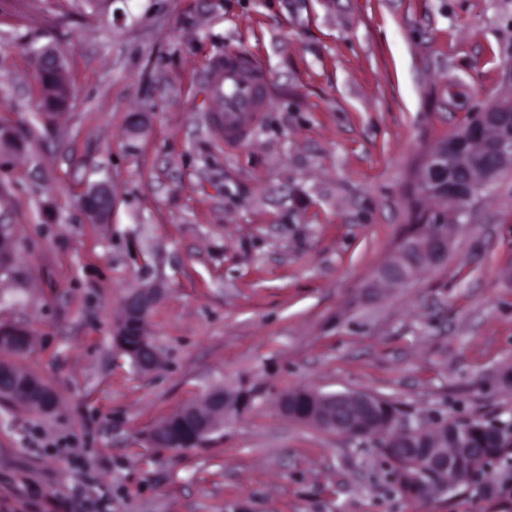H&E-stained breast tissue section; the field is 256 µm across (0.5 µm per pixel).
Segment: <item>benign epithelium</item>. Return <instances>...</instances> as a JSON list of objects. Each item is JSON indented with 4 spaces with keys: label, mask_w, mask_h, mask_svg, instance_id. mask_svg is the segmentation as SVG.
Here are the masks:
<instances>
[{
    "label": "benign epithelium",
    "mask_w": 512,
    "mask_h": 512,
    "mask_svg": "<svg viewBox=\"0 0 512 512\" xmlns=\"http://www.w3.org/2000/svg\"><path fill=\"white\" fill-rule=\"evenodd\" d=\"M512 166V99L501 100L474 114L465 126L451 132L448 137L433 144L426 152L422 164L415 171L411 197H432L443 201L446 208L435 212L430 219V229L409 244L410 261L422 258L429 267L438 268L448 259L449 238L447 225L458 224L467 216L476 193L493 183L492 177ZM101 198L102 205L113 212L118 193L110 183H97L85 190ZM396 261L382 265L375 273L369 287L386 282L394 288H403L411 280L397 272ZM162 289L148 286L131 291L124 300V312L113 326V336L119 351L132 361L142 373H150L160 364V350L147 335L140 337L134 346L125 344L121 337L127 328L145 323L150 311L160 301ZM319 409L313 415L296 407V398L286 393L279 399L280 411L289 418L318 428L324 432L350 438H369L385 447L401 440L407 445L421 438L428 430L441 436L442 441L455 438L453 451L439 448L431 458V465L443 473H455L466 456L470 444L456 438V427L448 420L437 417L428 428L401 420L388 421L374 431H358L354 420L370 413L381 398L373 394L342 391L324 393L308 389ZM233 401L237 413H243L251 402L245 391L229 394L222 388L207 391L199 404L186 405L177 410L165 423L157 426L152 434V444L159 448L175 450L176 445L193 447L205 442L218 429L228 423L225 405Z\"/></svg>",
    "instance_id": "obj_1"
}]
</instances>
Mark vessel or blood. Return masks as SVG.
I'll use <instances>...</instances> for the list:
<instances>
[{
  "instance_id": "vessel-or-blood-1",
  "label": "vessel or blood",
  "mask_w": 512,
  "mask_h": 512,
  "mask_svg": "<svg viewBox=\"0 0 512 512\" xmlns=\"http://www.w3.org/2000/svg\"><path fill=\"white\" fill-rule=\"evenodd\" d=\"M213 91L222 112L224 142H246L266 106L268 74L242 49L225 51L214 62Z\"/></svg>"
}]
</instances>
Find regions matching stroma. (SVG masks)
<instances>
[{
    "label": "stroma",
    "mask_w": 512,
    "mask_h": 512,
    "mask_svg": "<svg viewBox=\"0 0 512 512\" xmlns=\"http://www.w3.org/2000/svg\"><path fill=\"white\" fill-rule=\"evenodd\" d=\"M66 55L74 94L45 121L31 52ZM245 49L267 110L228 148L214 59ZM512 0H0V222L15 279L0 323L51 385L48 415L0 403V512H80L87 477L112 512H507L469 486L405 496L379 446L301 425L287 390L366 391L404 417L512 422V169L448 231L447 263L369 289L408 221L426 150L512 98ZM143 117L132 132V117ZM119 191L110 221L80 196ZM159 285L146 331L162 364L116 349L125 296ZM220 386L249 408L199 446L153 429ZM74 438L72 456L32 442ZM88 193L91 194L92 196L100 197L101 201H102V205L106 206L108 208V210L106 212H108L111 215V213L114 211V208H115L117 200H118V193L113 184L105 183V182L94 184V185L88 187L84 191L83 196ZM85 215H86L89 223H92V224L105 222L110 217V215H109L108 218L100 220L96 217V213H87Z\"/></svg>",
    "instance_id": "stroma-1"
}]
</instances>
